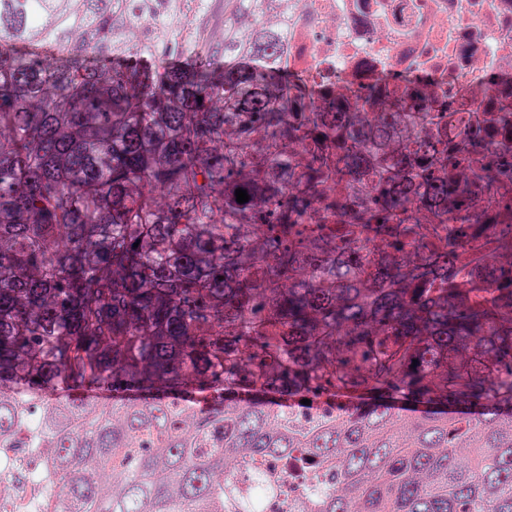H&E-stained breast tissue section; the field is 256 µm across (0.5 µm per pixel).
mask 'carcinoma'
Here are the masks:
<instances>
[{"mask_svg": "<svg viewBox=\"0 0 512 512\" xmlns=\"http://www.w3.org/2000/svg\"><path fill=\"white\" fill-rule=\"evenodd\" d=\"M190 2L0 0V448L52 512H255L232 477L296 450L305 512H512V83L354 104Z\"/></svg>", "mask_w": 512, "mask_h": 512, "instance_id": "1", "label": "carcinoma"}]
</instances>
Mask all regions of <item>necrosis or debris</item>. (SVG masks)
Returning <instances> with one entry per match:
<instances>
[{
  "mask_svg": "<svg viewBox=\"0 0 512 512\" xmlns=\"http://www.w3.org/2000/svg\"><path fill=\"white\" fill-rule=\"evenodd\" d=\"M290 69L308 81L343 88L381 73L394 85L417 78L426 97H452L456 111L471 110L490 77L512 78V0H291ZM291 486L259 484L238 476V494L259 500L264 512H301L319 495L309 477L312 458L279 461ZM41 463L0 448V503L8 512H46Z\"/></svg>",
  "mask_w": 512,
  "mask_h": 512,
  "instance_id": "necrosis-or-debris-1",
  "label": "necrosis or debris"
}]
</instances>
